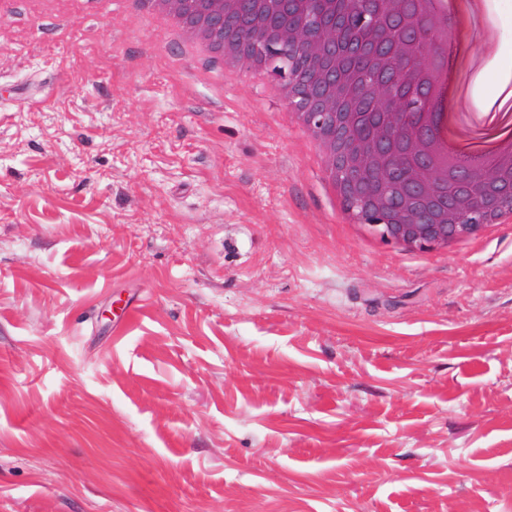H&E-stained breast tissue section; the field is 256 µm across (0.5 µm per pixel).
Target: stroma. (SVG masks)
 I'll use <instances>...</instances> for the list:
<instances>
[{"label": "stroma", "instance_id": "35a3bbf8", "mask_svg": "<svg viewBox=\"0 0 512 512\" xmlns=\"http://www.w3.org/2000/svg\"><path fill=\"white\" fill-rule=\"evenodd\" d=\"M291 111L124 0L0 12V512H512V224L361 235Z\"/></svg>", "mask_w": 512, "mask_h": 512}]
</instances>
